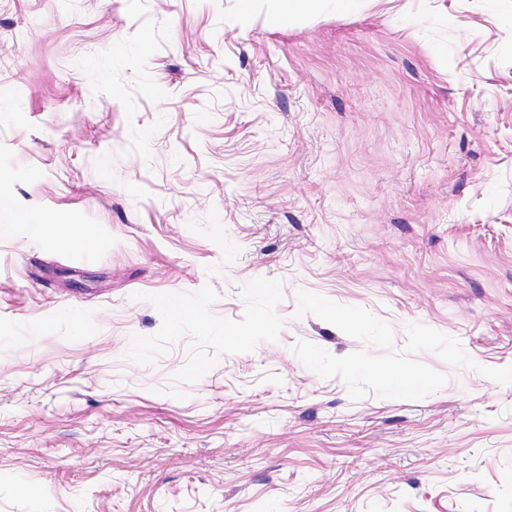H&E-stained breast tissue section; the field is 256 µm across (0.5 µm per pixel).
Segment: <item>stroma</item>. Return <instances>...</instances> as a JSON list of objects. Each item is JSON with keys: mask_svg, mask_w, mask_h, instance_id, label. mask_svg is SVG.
Here are the masks:
<instances>
[{"mask_svg": "<svg viewBox=\"0 0 512 512\" xmlns=\"http://www.w3.org/2000/svg\"><path fill=\"white\" fill-rule=\"evenodd\" d=\"M273 9L0 0V512H512V0Z\"/></svg>", "mask_w": 512, "mask_h": 512, "instance_id": "35a3bbf8", "label": "stroma"}]
</instances>
